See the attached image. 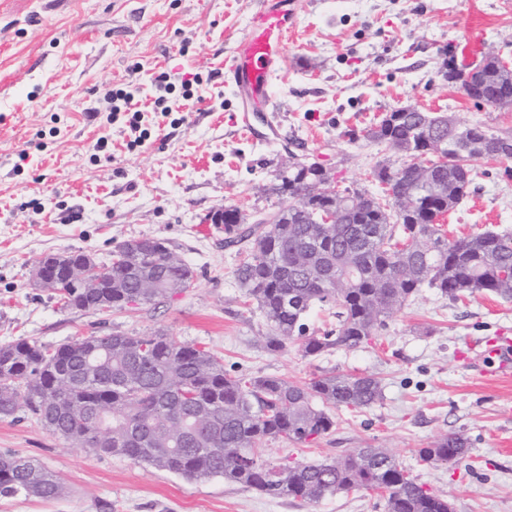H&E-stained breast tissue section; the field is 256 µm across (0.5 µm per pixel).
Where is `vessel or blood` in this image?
Returning <instances> with one entry per match:
<instances>
[{
    "label": "vessel or blood",
    "mask_w": 512,
    "mask_h": 512,
    "mask_svg": "<svg viewBox=\"0 0 512 512\" xmlns=\"http://www.w3.org/2000/svg\"><path fill=\"white\" fill-rule=\"evenodd\" d=\"M292 15V0H261L249 18L246 33L227 56L225 74L246 97L269 102V79L283 58L284 39ZM472 349L499 375L512 374V341L479 340L473 343Z\"/></svg>",
    "instance_id": "vessel-or-blood-1"
}]
</instances>
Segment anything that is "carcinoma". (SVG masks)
Returning a JSON list of instances; mask_svg holds the SVG:
<instances>
[{"mask_svg": "<svg viewBox=\"0 0 512 512\" xmlns=\"http://www.w3.org/2000/svg\"><path fill=\"white\" fill-rule=\"evenodd\" d=\"M440 116L430 112H388L367 137L400 153L394 167L384 161L373 169L376 195L354 192L347 206L338 197L310 196L307 185L317 169L288 167L276 188L288 197L267 222L242 224L224 220V246L243 259L235 278L271 328L264 348L276 354L296 338L302 352L316 357L336 349L358 348L422 289L436 290L452 302L477 293L512 299V232L486 229L450 241L442 229L448 212L468 195L472 179L448 176V192L419 181L417 164L434 161L419 153L423 124ZM448 156L467 167L482 159H512V135L480 125L448 122ZM415 202L408 209L399 197ZM337 224H319L327 211ZM112 280L125 288H80L63 278L57 293L70 309L100 312L110 308L156 306L184 292L178 284L194 281L193 268L162 242L152 250L139 241L115 247ZM357 270L354 280L326 284L323 268ZM316 306L333 310L336 325L320 336L306 335L305 320ZM96 364L82 361V340L53 347L27 340L1 345L13 356L10 371L0 373V418L24 412L49 434L96 455L126 457L187 480L222 477L272 498L318 501L329 495L373 492L385 512H453L448 498L419 482L384 448H353L325 461H285L288 477L266 479L274 464L264 457L269 441L312 444L330 433L333 410H361L383 396L373 375L326 373L306 384L276 375L247 376L224 369L220 357L202 344H188L165 331L139 336L114 331L95 336ZM57 401L47 406L46 392ZM102 408V428L88 410ZM469 453L460 433H449L419 450L434 464H458ZM14 467L0 471V498L54 499L64 493L60 480L38 461L1 452Z\"/></svg>", "mask_w": 512, "mask_h": 512, "instance_id": "obj_1", "label": "carcinoma"}]
</instances>
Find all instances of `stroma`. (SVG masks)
<instances>
[{
	"instance_id": "obj_1",
	"label": "stroma",
	"mask_w": 512,
	"mask_h": 512,
	"mask_svg": "<svg viewBox=\"0 0 512 512\" xmlns=\"http://www.w3.org/2000/svg\"><path fill=\"white\" fill-rule=\"evenodd\" d=\"M255 2L0 0V345L54 346L101 326L163 329L205 343L231 371L297 382L371 374L384 387L379 402L336 411L335 429L316 443H266V457L306 462L384 448L448 495L454 512H512V377L483 375L466 346L512 338V300L479 293L454 303L425 288L368 345L307 357L294 342L270 354L267 321L234 277L240 257L207 224L220 207L251 224L285 205L275 187L293 159L322 163L337 190L375 192L373 167L403 158L366 130L399 107L512 134L511 111L474 105L441 70L450 48L467 66L490 52L512 60V0H295L265 109L223 76ZM137 64L145 82L157 70L199 73L204 100L183 101L131 149L125 122L104 127L94 113ZM265 110L276 113L275 129L263 125ZM242 111L254 113L253 130L236 123ZM102 135L108 146L94 152ZM443 228L452 240L512 231V159L476 162L470 193ZM142 237L164 239L193 267L191 288L154 307L99 313L63 308L57 293L32 285L43 256L84 250L103 260ZM449 432L468 438L467 458L421 461L419 449ZM6 449L37 459L65 493L1 499L0 512H383L368 492L309 502L221 478L188 481L69 446L30 419H0Z\"/></svg>"
}]
</instances>
